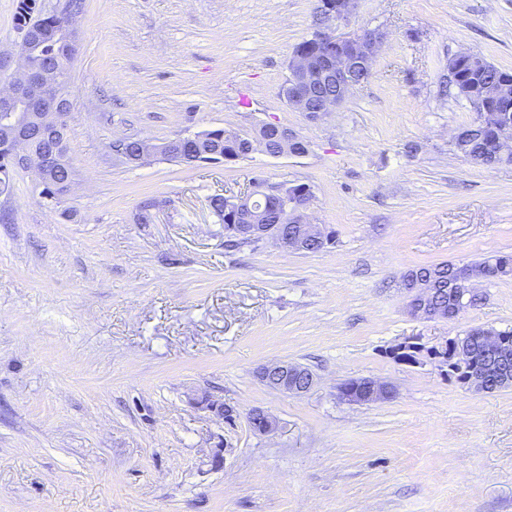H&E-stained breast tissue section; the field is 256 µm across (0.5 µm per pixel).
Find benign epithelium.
<instances>
[{
  "label": "benign epithelium",
  "instance_id": "7a95c632",
  "mask_svg": "<svg viewBox=\"0 0 512 512\" xmlns=\"http://www.w3.org/2000/svg\"><path fill=\"white\" fill-rule=\"evenodd\" d=\"M319 13L324 18L322 29L307 40V46L293 51L288 64V76L281 87V95L289 106L303 112L311 120L329 114L342 105L352 89L364 82V75L371 72L373 62L385 33L379 29H367L347 35L338 32L341 24L348 21L355 9V0H320ZM63 27L71 40H79L77 21L81 13L61 7ZM38 36L25 31L21 36V49L13 59L0 52V140L11 147L10 163L15 169L35 173L40 184L51 178L49 161L58 165L65 175L66 192H71L76 180L71 161L59 156L54 139L67 129L69 101L62 87L57 70L50 67L35 69L28 63ZM325 84L336 86V94L315 100V90ZM482 98L500 104L496 123H487L489 114L480 113L473 121L471 131L492 128L493 157L497 160L512 156V84L501 80L484 87ZM274 141L277 148L270 151L267 143ZM246 143L249 152L260 150L272 158L298 157L309 152L307 142L294 130L274 123L262 125L254 134L224 131V156L221 160H237L240 143ZM162 146L148 140L138 142L135 153L119 152L116 157L126 162H143ZM262 202L275 206L280 214V223L259 226L244 224L242 220L256 210ZM309 201L288 199L281 187L272 186L264 179L252 182V190L243 195L226 197L224 219L235 236H258L272 241L278 248L289 253H303L307 244L315 241L323 246L331 242L329 232L322 224H314L305 214ZM286 223L301 225V235L286 234ZM408 299L409 312L426 320H451L469 308L471 300L480 297L470 276L453 278L449 283L448 297L451 304L444 310L432 304V289L422 279L406 278L400 281ZM473 338L483 347L494 352L499 361L512 360V343L493 328L476 327L462 334L448 337L427 346L418 336L408 337L390 350L398 361L420 363L426 357L435 362L448 378L472 392H487L486 378L493 368L485 369L469 353L466 340ZM257 378L267 388L289 396H303L316 385V376L308 368L287 360H276L262 365ZM395 396L393 386L371 378H357L346 387L337 388V398L348 404L366 405L390 400ZM252 429L261 435L275 432L278 419L262 410L253 409L248 414Z\"/></svg>",
  "mask_w": 512,
  "mask_h": 512
}]
</instances>
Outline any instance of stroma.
<instances>
[{
	"label": "stroma",
	"mask_w": 512,
	"mask_h": 512,
	"mask_svg": "<svg viewBox=\"0 0 512 512\" xmlns=\"http://www.w3.org/2000/svg\"><path fill=\"white\" fill-rule=\"evenodd\" d=\"M321 26L318 0H85L75 189L47 206L20 170L0 196V512H512V388L476 394L389 356L409 336L512 328V277L479 283L452 320L412 316L398 287L415 266L512 255V164L456 155L474 112L440 93L462 52L512 71V0H358L347 32L386 38L369 79L312 121L280 90ZM268 122L308 154L127 164L110 150ZM258 177L309 184L335 244L226 249L208 199ZM274 360L316 386L265 387ZM365 377L394 398L339 401ZM254 408L274 434L251 431ZM257 378L267 388L289 396H303L316 385V376L308 368L288 360L262 365ZM247 418L253 431L261 435L274 433L279 427L278 419L262 409H252Z\"/></svg>",
	"instance_id": "1"
}]
</instances>
